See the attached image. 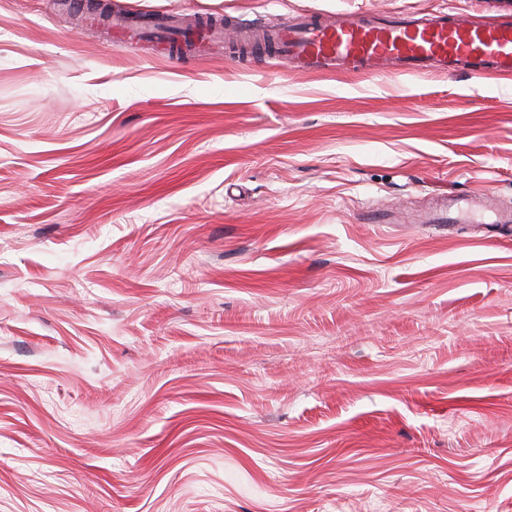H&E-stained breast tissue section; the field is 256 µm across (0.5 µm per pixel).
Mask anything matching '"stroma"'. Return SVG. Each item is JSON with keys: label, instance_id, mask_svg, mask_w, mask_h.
<instances>
[{"label": "stroma", "instance_id": "stroma-1", "mask_svg": "<svg viewBox=\"0 0 512 512\" xmlns=\"http://www.w3.org/2000/svg\"><path fill=\"white\" fill-rule=\"evenodd\" d=\"M187 21L488 0H114ZM512 78L173 62L0 0V512H512ZM485 200L468 196H448V201L443 202L426 219L428 224H458L465 220L471 213L482 208Z\"/></svg>", "mask_w": 512, "mask_h": 512}]
</instances>
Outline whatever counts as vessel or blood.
<instances>
[{
  "instance_id": "obj_1",
  "label": "vessel or blood",
  "mask_w": 512,
  "mask_h": 512,
  "mask_svg": "<svg viewBox=\"0 0 512 512\" xmlns=\"http://www.w3.org/2000/svg\"><path fill=\"white\" fill-rule=\"evenodd\" d=\"M112 27L119 38L149 36L168 58L195 45L194 32L158 13L129 10ZM275 59L307 75L338 71L384 77L420 76L430 71L463 73L479 82L490 75H512V0H500L484 19L458 18L453 9L423 14L400 11L380 16H305L282 24L269 44ZM481 199L450 196L427 218L431 224H457L481 209Z\"/></svg>"
}]
</instances>
